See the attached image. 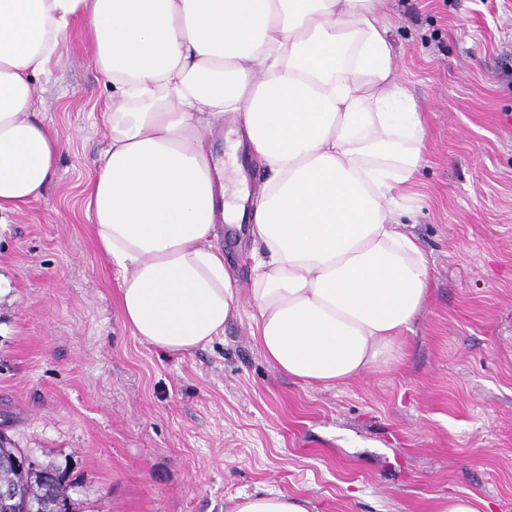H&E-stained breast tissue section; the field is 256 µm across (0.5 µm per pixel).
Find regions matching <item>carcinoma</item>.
<instances>
[{"mask_svg":"<svg viewBox=\"0 0 512 512\" xmlns=\"http://www.w3.org/2000/svg\"><path fill=\"white\" fill-rule=\"evenodd\" d=\"M25 450L7 447V439L0 436V491L14 492L8 504L0 501V512H70L71 484L58 469L13 463L21 459Z\"/></svg>","mask_w":512,"mask_h":512,"instance_id":"obj_1","label":"carcinoma"}]
</instances>
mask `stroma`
Instances as JSON below:
<instances>
[{
	"label": "stroma",
	"mask_w": 512,
	"mask_h": 512,
	"mask_svg": "<svg viewBox=\"0 0 512 512\" xmlns=\"http://www.w3.org/2000/svg\"><path fill=\"white\" fill-rule=\"evenodd\" d=\"M399 84L427 117L399 221L430 261L399 359L333 387L274 370L247 314L166 355L125 325L84 199L112 96L84 24L33 110L65 145L42 197L0 216V433L71 485L72 512H231L296 495L312 512H435L473 493L512 512V0H386ZM232 120L211 133L227 198ZM247 224L218 225L240 289Z\"/></svg>",
	"instance_id": "stroma-1"
}]
</instances>
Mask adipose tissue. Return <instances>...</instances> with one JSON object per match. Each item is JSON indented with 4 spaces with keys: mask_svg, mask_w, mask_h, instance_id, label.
<instances>
[{
    "mask_svg": "<svg viewBox=\"0 0 512 512\" xmlns=\"http://www.w3.org/2000/svg\"><path fill=\"white\" fill-rule=\"evenodd\" d=\"M381 0H0V215L38 200L63 149L34 82L90 22L112 89L87 196L134 336L182 354L223 335L239 287L217 243L225 202L208 134L234 115L268 173L252 201L249 317L278 372L331 387L390 367L429 261L392 218L424 162Z\"/></svg>",
    "mask_w": 512,
    "mask_h": 512,
    "instance_id": "ef3b65f1",
    "label": "adipose tissue"
}]
</instances>
